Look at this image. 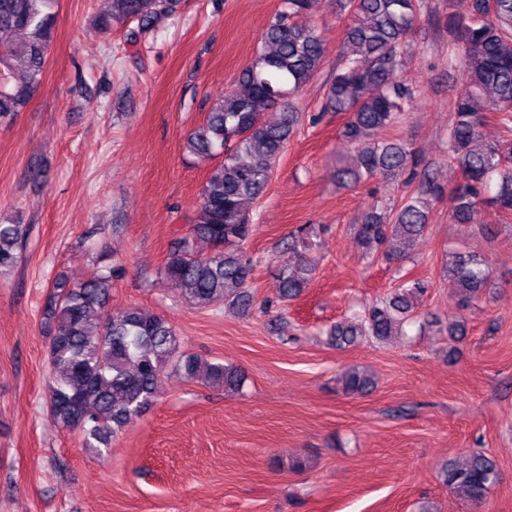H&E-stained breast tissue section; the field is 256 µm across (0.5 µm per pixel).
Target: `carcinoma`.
I'll list each match as a JSON object with an SVG mask.
<instances>
[{"label": "carcinoma", "instance_id": "1", "mask_svg": "<svg viewBox=\"0 0 512 512\" xmlns=\"http://www.w3.org/2000/svg\"><path fill=\"white\" fill-rule=\"evenodd\" d=\"M352 17L347 34L351 49L340 54L326 84V107L347 115L342 136L351 145L355 164L338 166L336 183L358 184L374 178L417 184L395 212L372 204L356 235L363 257L382 255L400 260L427 231V204L443 195L428 169L402 143L382 136L406 111L412 99L403 78L407 38L423 0H338ZM282 10L266 29L251 61L234 88L213 103L202 124L187 136L186 149L202 160L224 159L211 169L195 208L190 235L180 238L161 270L173 288L197 304H217L239 314L249 311L253 264L241 251L254 224L245 207L265 192L284 153L298 113L290 100L322 70L326 48L317 26L307 21L313 0H281ZM58 0H0V31L15 39L0 46V120L20 111L42 83L53 39ZM176 0H112V14L99 25L138 21L147 27L160 15L175 12ZM448 28L461 57V90L453 98L448 121V162L459 171L453 189L452 213L458 224L470 222L478 205L487 203L512 214V0H471L468 17L448 14ZM26 78L11 83L14 63ZM495 120L500 140L484 143L480 130ZM28 228L0 224V270L14 266ZM207 241L212 251L199 255L194 241ZM312 233L286 243L294 257L279 273L278 297H299L313 280L307 252ZM443 277L460 307L484 298L493 282L488 259L453 249L445 254ZM112 272L71 285L58 278L44 306L47 361L53 382L47 410L57 425L77 432L83 446L99 452L126 430L153 402L158 382L171 369L195 382L237 390L243 374L236 367L199 359L182 349L174 326L161 315L129 308L111 315L106 310ZM427 292L419 280H406L364 311L332 325L327 336L342 348L361 339L387 343L419 332L438 321H417ZM454 343L466 338L462 319L445 326ZM349 396L371 390L374 381L364 369L350 367L340 377ZM442 482L477 504L500 480L501 472L487 455L472 452L440 468Z\"/></svg>", "mask_w": 512, "mask_h": 512}]
</instances>
